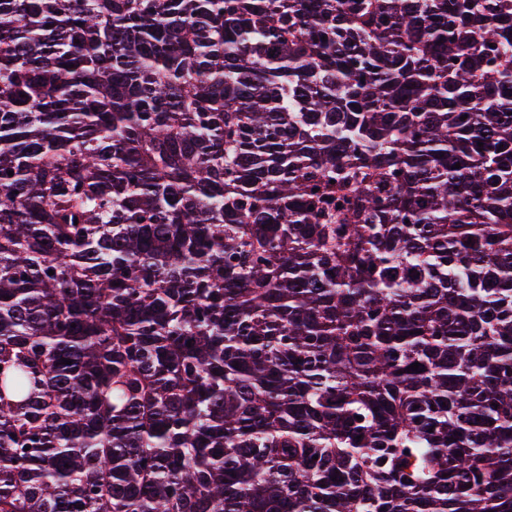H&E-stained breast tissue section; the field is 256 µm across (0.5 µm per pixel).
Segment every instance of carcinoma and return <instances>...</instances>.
<instances>
[{"instance_id": "1", "label": "carcinoma", "mask_w": 512, "mask_h": 512, "mask_svg": "<svg viewBox=\"0 0 512 512\" xmlns=\"http://www.w3.org/2000/svg\"><path fill=\"white\" fill-rule=\"evenodd\" d=\"M0 512H512V0H0Z\"/></svg>"}]
</instances>
